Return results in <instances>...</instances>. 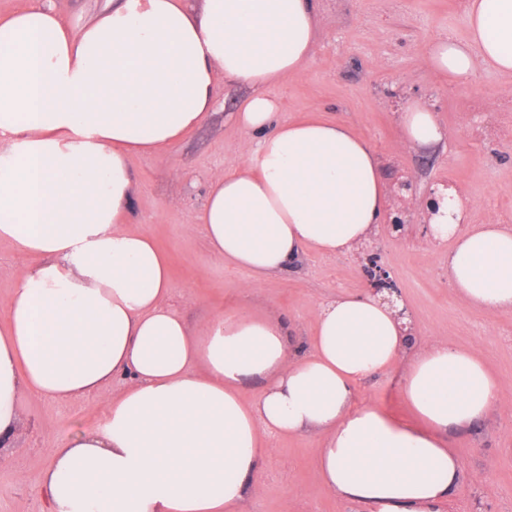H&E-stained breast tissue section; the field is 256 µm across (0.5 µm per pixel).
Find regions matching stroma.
Returning <instances> with one entry per match:
<instances>
[{
	"mask_svg": "<svg viewBox=\"0 0 512 512\" xmlns=\"http://www.w3.org/2000/svg\"><path fill=\"white\" fill-rule=\"evenodd\" d=\"M316 35L319 49L304 74L264 92L279 100L281 119L342 122L376 150L388 208L367 248L400 289L416 341L477 349L504 383L486 420L449 436L460 477L444 512H512V314L466 305L448 277L449 246L428 241L423 218L430 189L449 185L467 201L469 223L512 228V76L482 70L465 84L435 78L428 50L444 37L467 38L466 0H316ZM250 93L216 72L214 105L200 126L164 158L130 156L135 194L126 220L130 229L147 230L167 256L169 300L191 326L245 306L281 315L302 338L311 333L317 301L368 288L359 253L305 252L248 292L245 273L215 255L195 224L208 177L243 160L244 136L232 114ZM414 102L428 106L445 131L434 149L400 144L399 114ZM406 181L407 192L400 188ZM396 219L403 223L397 232ZM35 262L0 240V323L17 272ZM119 387L109 382L65 402L22 400V422L10 447L0 449V512H47L42 482L54 448L96 429ZM358 396L396 418H413L397 373L363 379ZM322 442L316 432L273 438L257 477L259 492L240 512H364L319 479Z\"/></svg>",
	"mask_w": 512,
	"mask_h": 512,
	"instance_id": "obj_1",
	"label": "stroma"
}]
</instances>
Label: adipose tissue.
<instances>
[{"label":"adipose tissue","mask_w":512,"mask_h":512,"mask_svg":"<svg viewBox=\"0 0 512 512\" xmlns=\"http://www.w3.org/2000/svg\"><path fill=\"white\" fill-rule=\"evenodd\" d=\"M468 37L429 50L437 80L512 76V0H468ZM314 0H106L73 29L29 0L0 15V239L36 255L0 327V445L22 398L64 402L120 380L94 432L55 451L49 512H230L252 498L271 438L323 433L322 482L368 512H442L458 484L453 430L502 393L471 349L411 348L401 299L368 292L318 303L312 336L242 308L197 331L167 303L168 260L122 217L133 153L164 156L212 105L215 70L252 87L234 118L242 163L208 179L197 214L211 248L260 287L306 250L348 253L388 201L373 146L323 119L286 122L263 86L303 73L317 51ZM404 145L445 133L409 104ZM431 240L452 241L448 276L475 311L512 313V230L466 227V201L438 187ZM399 371L415 422L359 402L357 384ZM264 389L245 402L246 381Z\"/></svg>","instance_id":"obj_1"}]
</instances>
